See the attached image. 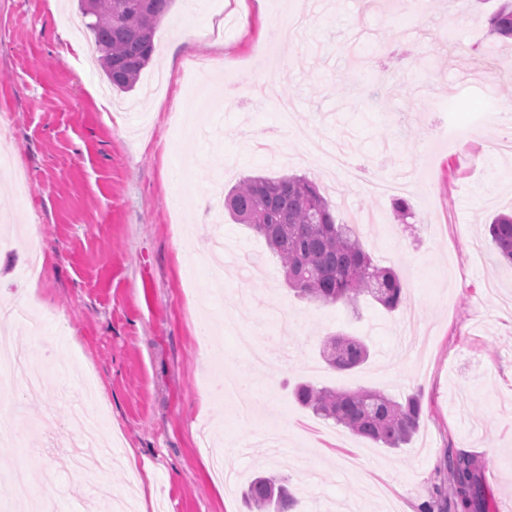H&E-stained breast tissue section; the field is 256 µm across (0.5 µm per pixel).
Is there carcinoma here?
Masks as SVG:
<instances>
[{"label":"carcinoma","instance_id":"obj_1","mask_svg":"<svg viewBox=\"0 0 512 512\" xmlns=\"http://www.w3.org/2000/svg\"><path fill=\"white\" fill-rule=\"evenodd\" d=\"M172 2L94 0L93 12L82 14L102 70L116 90L128 92L136 86L151 59L156 28ZM488 23L492 33L512 39V0H501ZM224 207L237 223L264 238L283 268L288 288L300 298L354 307L370 296L389 311L405 301V284L396 272L374 262L353 225L336 223L330 204L308 178H245L229 190ZM488 234L497 256L512 262V214L498 215L488 225ZM368 355L363 340L342 334L326 337L321 351L322 359L337 370L358 367ZM295 397L314 415L386 448L407 444L422 416L417 395L399 402L373 389L336 391L302 383ZM454 485L461 508L484 504L467 468L456 466ZM244 497L254 512H290L296 505L287 480L274 476L254 478Z\"/></svg>","mask_w":512,"mask_h":512}]
</instances>
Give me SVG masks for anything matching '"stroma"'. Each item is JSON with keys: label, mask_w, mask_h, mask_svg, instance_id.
I'll list each match as a JSON object with an SVG mask.
<instances>
[{"label": "stroma", "mask_w": 512, "mask_h": 512, "mask_svg": "<svg viewBox=\"0 0 512 512\" xmlns=\"http://www.w3.org/2000/svg\"><path fill=\"white\" fill-rule=\"evenodd\" d=\"M388 0H266L241 29V0H174L136 87H110L70 35L78 0H0V152L27 180L0 192L18 226L0 252V300L32 325L13 344L44 369L30 391L12 372L16 461L28 481L56 471L57 512H94L100 483L130 512H249L258 474L286 475L297 512H457L448 481L464 461L490 512H512V264L487 232L512 210V155L475 115L512 96V43L491 36L493 0H436L418 13ZM296 19L291 51L273 28ZM234 106H210L225 83ZM471 127L459 143L450 125ZM287 130L301 154L270 160L252 129ZM342 144L363 171L407 182L414 216L364 193L317 155ZM180 170L169 181L168 166ZM256 175L317 184L376 263L407 283L393 312L370 298L319 305L287 288L264 240L234 223L224 197ZM229 239L264 268H236L223 297L207 288ZM38 277L22 280L31 251ZM364 337L371 355L340 371L320 358L326 334ZM257 387L242 417L218 389L225 372ZM419 395L420 427L397 449L323 420L294 397L298 383ZM97 401L119 455L112 470L66 474L75 438L63 422ZM208 409H201V401Z\"/></svg>", "instance_id": "1"}]
</instances>
